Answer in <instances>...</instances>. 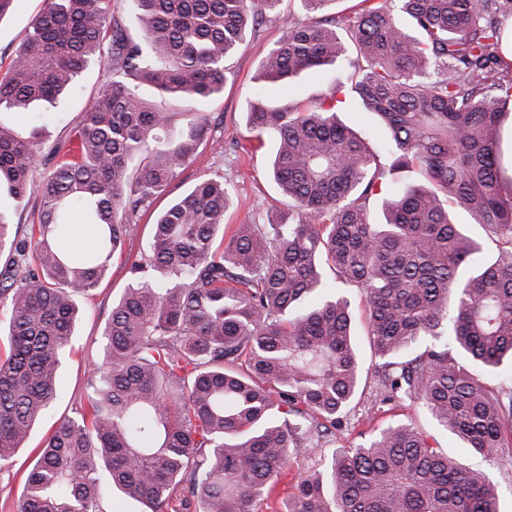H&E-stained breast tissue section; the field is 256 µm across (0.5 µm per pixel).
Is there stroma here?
Instances as JSON below:
<instances>
[{"mask_svg": "<svg viewBox=\"0 0 512 512\" xmlns=\"http://www.w3.org/2000/svg\"><path fill=\"white\" fill-rule=\"evenodd\" d=\"M44 7L45 0H18L15 10L0 17V77L6 74L21 46L30 21ZM308 19L301 0H280L276 12L267 14L256 32L248 36L227 60V79L220 94L205 102L163 99V106L170 111L205 115L209 139L200 147L197 157L180 169L150 211L141 216L133 234L127 239L123 253L113 258L108 275L93 295L81 300V319L60 370L57 398L47 417L34 426L26 442L16 451L11 463L0 467V512H19L26 469L48 437L52 422L74 415L76 410L86 406L91 393L89 381L96 365L102 361L104 325L113 302L130 281L131 264L148 253L156 212L166 209L200 177L214 172L223 175L225 184L231 189L232 200L224 214L225 223L251 220L263 224L273 213L287 210V199L267 175L274 143L269 140L263 148H254V140L246 126V110L259 98L275 104H295L331 92L336 75L331 67L305 71L289 81L275 84L263 82L259 74L262 53L275 46L284 33L286 23ZM107 69L103 61L91 64L75 90L50 105L52 117L46 123V145L63 140L69 130L81 121L88 102L98 95L109 79ZM339 293L350 303L352 328L364 377L341 425L333 436L323 439L321 455L328 457L334 449L365 441L388 423L411 424L434 433L440 447L463 466L487 471L497 490L500 512H512L511 464L487 466L480 455L465 448L453 435L438 431L430 414L422 408L406 404H377L379 389L371 376L376 357L367 335L363 295L359 289L345 287L340 288Z\"/></svg>", "mask_w": 512, "mask_h": 512, "instance_id": "35a3bbf8", "label": "stroma"}]
</instances>
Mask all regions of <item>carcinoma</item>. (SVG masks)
I'll return each mask as SVG.
<instances>
[{
    "mask_svg": "<svg viewBox=\"0 0 512 512\" xmlns=\"http://www.w3.org/2000/svg\"><path fill=\"white\" fill-rule=\"evenodd\" d=\"M132 38L112 0H46L0 79V467L58 390L79 299L106 276L140 214L208 138L207 118L141 94L207 100L226 60L279 0H131ZM290 23L260 59L271 81L335 65L336 88L300 107L253 103L246 123L275 142L270 175L288 213L224 223L231 194L204 176L152 225L148 259L112 304L88 405L64 417L28 470L20 512H105L117 492L149 512H499L488 474L403 423L292 470L362 378L347 299L363 290L380 403H419L491 464L512 458V0H359L351 17ZM109 34L108 47L102 46ZM108 53L110 81L32 180L47 115ZM355 94L387 140L368 148L337 116ZM391 194L385 223L371 200ZM37 197L35 224L22 223ZM471 214L498 257L448 201ZM83 224L89 243L64 245ZM292 476L281 500L279 481Z\"/></svg>",
    "mask_w": 512,
    "mask_h": 512,
    "instance_id": "1",
    "label": "carcinoma"
}]
</instances>
